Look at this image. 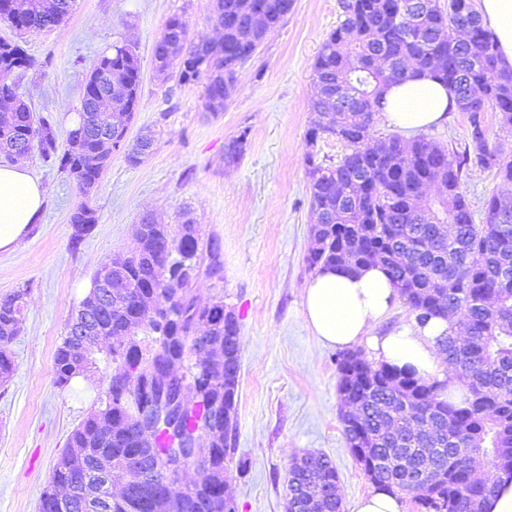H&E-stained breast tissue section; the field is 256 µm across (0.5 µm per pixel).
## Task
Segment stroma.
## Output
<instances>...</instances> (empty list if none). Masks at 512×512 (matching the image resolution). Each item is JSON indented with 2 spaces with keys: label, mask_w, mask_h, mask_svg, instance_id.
<instances>
[{
  "label": "stroma",
  "mask_w": 512,
  "mask_h": 512,
  "mask_svg": "<svg viewBox=\"0 0 512 512\" xmlns=\"http://www.w3.org/2000/svg\"><path fill=\"white\" fill-rule=\"evenodd\" d=\"M209 11V0H76L63 23L37 34H16L0 21V36L17 40L34 61L18 79L19 93L35 116L53 118L58 135L80 109L86 73L115 43L131 44L140 61L130 131L160 134L140 165L113 152L91 196L98 222L76 247L69 216L82 197L75 182L39 153L26 159L46 207L20 247L0 253V296L28 291L11 345L14 371L0 383V512H38L71 431L97 405V383L80 378L66 389L53 383L56 348L86 295L82 282L129 253L143 215L172 228L186 211L223 246L222 279L200 277L197 293L204 300L223 295L240 326L226 460L238 512H286L288 469L306 452L332 458L343 505L372 487L344 442L338 351L317 341L301 312L313 276L305 262L311 209L304 161L313 65L343 19L340 0H294L287 19L241 68L235 93L217 115L206 110L201 84L162 78L154 68L167 19L179 15L198 42L213 34ZM240 136L244 154L227 163L224 148Z\"/></svg>",
  "instance_id": "obj_1"
}]
</instances>
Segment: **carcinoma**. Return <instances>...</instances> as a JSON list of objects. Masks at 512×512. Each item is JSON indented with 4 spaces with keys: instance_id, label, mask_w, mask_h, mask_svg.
Masks as SVG:
<instances>
[{
    "instance_id": "obj_1",
    "label": "carcinoma",
    "mask_w": 512,
    "mask_h": 512,
    "mask_svg": "<svg viewBox=\"0 0 512 512\" xmlns=\"http://www.w3.org/2000/svg\"><path fill=\"white\" fill-rule=\"evenodd\" d=\"M75 0H13L0 14L23 33L59 25ZM265 25L252 26L251 0H211L209 20L224 21V44L208 46L206 65L184 67L186 29L170 17L155 46L160 71L178 69L179 81L204 87L205 108L218 113L231 97L238 68L251 60L288 16L293 0H261ZM24 49L0 42V158L29 154L58 160L85 200L70 214L72 245L78 246L98 217L89 195L112 161V113L80 112L59 150L55 126L34 119L17 91L16 77L33 67ZM434 73L466 112L474 149L459 152L419 134L377 137L380 100L389 84L410 75ZM108 74L112 109L130 125L141 85L133 47L104 51L84 80L92 93ZM317 93L307 142L334 137L345 153L338 160L306 155L313 222L305 258L311 270L342 267L350 272L369 262L387 271L399 298L423 323L432 316L455 320L464 338L444 336L439 346L454 379L464 390L459 403L439 398V383L413 371L369 360L348 349L336 360L337 389L355 412L341 415L346 447L366 448L381 461L370 482L409 496L419 512H482L500 471L512 472V197L493 193L484 201V220L463 191L474 168L494 169L512 183V155L503 144L488 145L484 112L499 113L512 127V67L502 63L472 0H356L352 12L322 43L314 64ZM156 145L152 131L126 150L137 166ZM170 246L172 256L165 254ZM219 238L202 236L185 217L176 233L144 216L135 225L134 248L120 264L101 265L54 356V381L65 387L77 377L101 374L98 406L70 433L41 494L39 512H236L224 495V423L210 435L196 419L211 401L238 386L239 326L224 321V297L201 300L194 288L204 274L222 279L223 268L205 265L222 255ZM123 279L131 295H112V280ZM26 290L0 296V382L13 372L11 344L22 321ZM225 351L211 367L195 356L197 334ZM180 361L182 381L169 377ZM131 362L137 377L112 387V374ZM195 400L185 429L198 432L199 448L187 463L196 478L187 482L166 470L163 431L151 447L140 440L141 425L127 400L163 389ZM397 398L410 402L402 412ZM125 475L112 492V473ZM338 472L322 453H307L288 473L286 512H340Z\"/></svg>"
}]
</instances>
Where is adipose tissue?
I'll return each instance as SVG.
<instances>
[{"label": "adipose tissue", "mask_w": 512, "mask_h": 512, "mask_svg": "<svg viewBox=\"0 0 512 512\" xmlns=\"http://www.w3.org/2000/svg\"><path fill=\"white\" fill-rule=\"evenodd\" d=\"M478 10L500 57L512 65V0H479ZM456 109L448 88L433 76L421 75L390 86L379 120L413 134L443 124ZM44 204L42 186L24 162L0 166V252L16 250L30 226L41 220ZM396 300V291L378 264L355 273L323 268L305 290L302 313L313 336L324 345L344 349L364 343L375 361L412 368L431 381H448L453 373L438 351L437 339L448 330L449 320L436 317L423 325L413 322L382 336L372 335V328Z\"/></svg>", "instance_id": "ef3b65f1"}]
</instances>
